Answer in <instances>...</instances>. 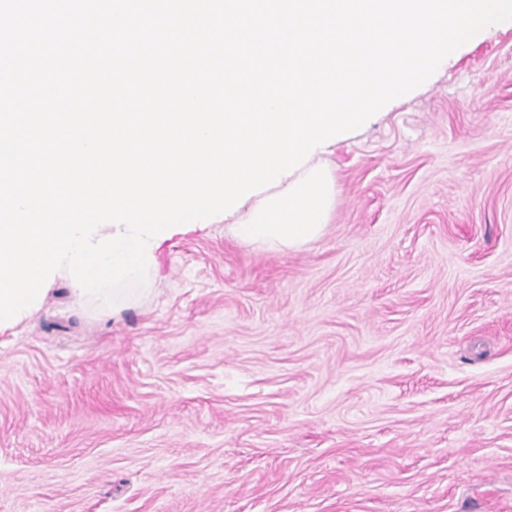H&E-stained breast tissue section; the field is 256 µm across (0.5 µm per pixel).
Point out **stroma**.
<instances>
[{"label":"stroma","mask_w":512,"mask_h":512,"mask_svg":"<svg viewBox=\"0 0 512 512\" xmlns=\"http://www.w3.org/2000/svg\"><path fill=\"white\" fill-rule=\"evenodd\" d=\"M320 160L317 240L185 225L0 329V512H512V26Z\"/></svg>","instance_id":"35a3bbf8"}]
</instances>
